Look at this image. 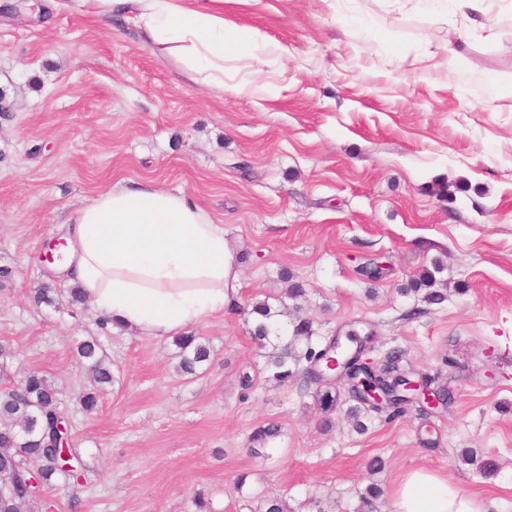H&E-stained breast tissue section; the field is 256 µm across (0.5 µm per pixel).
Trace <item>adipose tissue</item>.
<instances>
[{"label":"adipose tissue","mask_w":512,"mask_h":512,"mask_svg":"<svg viewBox=\"0 0 512 512\" xmlns=\"http://www.w3.org/2000/svg\"><path fill=\"white\" fill-rule=\"evenodd\" d=\"M53 11L98 20L121 17L143 42L175 57L189 78L242 94L225 81L230 56L265 51L262 36L224 23V0H50ZM56 262L109 325L150 337L182 334L231 305L235 261L223 225L189 194L151 184L115 185L79 206ZM394 512H482L448 478L421 470L404 476Z\"/></svg>","instance_id":"ef3b65f1"}]
</instances>
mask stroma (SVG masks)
<instances>
[{
  "label": "stroma",
  "instance_id": "35a3bbf8",
  "mask_svg": "<svg viewBox=\"0 0 512 512\" xmlns=\"http://www.w3.org/2000/svg\"><path fill=\"white\" fill-rule=\"evenodd\" d=\"M488 9L480 27L459 0H226L227 25L288 49L227 61L228 75L265 84L239 96L187 82L128 21L0 0V341L17 353L13 379L39 369L61 391L88 468L80 488H44L51 512L75 495L80 512H197L200 491L209 512L276 495L289 512H356L372 482L378 512H393L417 469L512 512V0ZM130 181L193 195L237 260L235 305L191 326L213 348L191 379L172 338L99 328L86 303L31 301L67 285L44 255L75 208ZM379 254L392 271L368 279ZM426 269L448 288L441 304L410 290ZM286 271L306 290L314 344L367 336L378 360L400 349L402 368L450 387L451 404L371 415L359 433L347 403L328 410L269 381L249 311L283 298ZM90 336L113 381L84 413L77 345ZM268 422L279 437L248 454ZM465 448L497 472L460 463Z\"/></svg>",
  "mask_w": 512,
  "mask_h": 512
}]
</instances>
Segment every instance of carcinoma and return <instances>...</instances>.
<instances>
[{
	"label": "carcinoma",
	"instance_id": "1",
	"mask_svg": "<svg viewBox=\"0 0 512 512\" xmlns=\"http://www.w3.org/2000/svg\"><path fill=\"white\" fill-rule=\"evenodd\" d=\"M61 289L42 285L34 289L35 305H52ZM251 335L262 348H271L265 370L269 378L283 385L298 377L307 386L312 381L304 379L305 363L317 355L311 343L312 325L308 320L293 322L291 338L274 342L270 335L276 331L272 318L277 316L266 302L252 306ZM178 349V368L184 375H195L211 362L212 349L202 337L190 333L175 338ZM77 352L87 363L94 386L79 397L80 408L90 413L97 409L100 393L112 384V361L94 336L82 341ZM403 353L392 351L379 364L377 382L386 387L395 385L405 370L400 366ZM16 354L7 343L0 342V379L9 376ZM63 416L60 409L59 390L38 370H29L20 383L0 392V512H24L37 503L43 488L53 478L63 477L78 488L84 479L80 452L68 448L67 468L59 467L60 449L49 445V433ZM280 435L275 423L259 425L248 437L249 452L263 455L266 445Z\"/></svg>",
	"mask_w": 512,
	"mask_h": 512
}]
</instances>
